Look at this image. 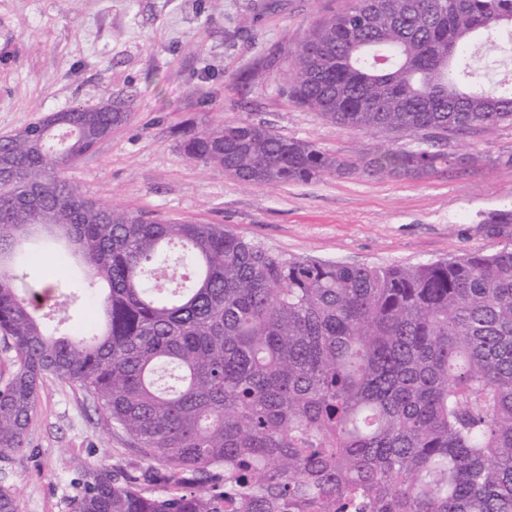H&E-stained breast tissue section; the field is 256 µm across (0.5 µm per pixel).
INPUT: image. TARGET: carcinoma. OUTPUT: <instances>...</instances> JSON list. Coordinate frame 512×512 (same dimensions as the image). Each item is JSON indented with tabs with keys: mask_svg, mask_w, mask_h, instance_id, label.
Here are the masks:
<instances>
[{
	"mask_svg": "<svg viewBox=\"0 0 512 512\" xmlns=\"http://www.w3.org/2000/svg\"><path fill=\"white\" fill-rule=\"evenodd\" d=\"M512 45V0H348L274 68L279 92L358 131H407L360 159L240 119L183 141L193 161L255 185L325 174L431 179L475 167L439 134L512 124V83L475 66ZM129 101L51 112L0 137V458L25 447L42 386H73L150 465L105 464L72 512H512V210L505 245L415 266L290 258L222 224L148 218L87 198L64 170L127 120ZM65 240L86 270L67 292L26 281L23 243ZM180 266V283L166 270ZM107 285L102 323L49 334L41 311Z\"/></svg>",
	"mask_w": 512,
	"mask_h": 512,
	"instance_id": "1",
	"label": "carcinoma"
}]
</instances>
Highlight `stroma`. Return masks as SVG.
Masks as SVG:
<instances>
[{"mask_svg":"<svg viewBox=\"0 0 512 512\" xmlns=\"http://www.w3.org/2000/svg\"><path fill=\"white\" fill-rule=\"evenodd\" d=\"M0 0V137L50 112L134 99L125 125L65 169L87 197L172 218L221 224L291 257L352 266L417 265L481 250L483 218L512 209V124L449 135L451 152L489 163L428 180L325 175L279 186L248 185L190 160L187 133L247 119L351 158L413 143L410 133L342 129L281 96L275 77L241 97L234 77L258 57L296 48L347 0ZM32 282L63 280L64 240L30 241ZM23 452L0 459V487L20 512H71L78 480L102 463L147 468L96 405L58 382L39 392Z\"/></svg>","mask_w":512,"mask_h":512,"instance_id":"1","label":"stroma"}]
</instances>
